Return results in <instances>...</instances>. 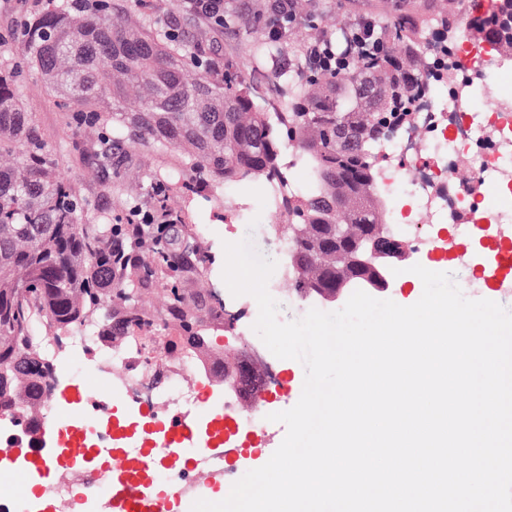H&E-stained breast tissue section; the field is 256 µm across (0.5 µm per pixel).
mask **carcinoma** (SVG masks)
I'll return each instance as SVG.
<instances>
[{"label":"carcinoma","mask_w":512,"mask_h":512,"mask_svg":"<svg viewBox=\"0 0 512 512\" xmlns=\"http://www.w3.org/2000/svg\"><path fill=\"white\" fill-rule=\"evenodd\" d=\"M457 13H442L417 28L408 18L375 22L377 51L354 61L349 79L321 70H285L291 97L277 108L257 104L242 73L224 67L217 77L190 81L186 64H204L172 34L112 23V4L96 0L69 9L45 0L41 16L22 34L25 56L0 68V152L16 154L17 166L0 168V415L18 425L43 416L53 369L33 346L34 327L60 337L89 325L110 340L172 325L200 354L224 308L208 305L187 288L188 275L203 271V242L185 215L169 205L185 182L211 191L230 183L283 177L285 155L309 169L317 189L285 197L275 211L288 237V261L296 268V295L325 300L355 290L376 291L388 264L351 257L367 239L389 236L383 204L373 189L378 143L415 121L418 100L448 85V41ZM512 58V0H496L493 13L474 27ZM36 71L69 100L68 129L99 130L88 152L112 192V170L127 148L158 156L173 152L144 175L155 224L136 236L127 220L137 199L112 214L84 218V203L63 179L42 133L17 90L18 73ZM135 87L141 108L119 103ZM180 228L158 233L155 225ZM163 295L162 313L143 307Z\"/></svg>","instance_id":"cac0c4a2"}]
</instances>
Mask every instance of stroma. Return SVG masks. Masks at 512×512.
Instances as JSON below:
<instances>
[{"mask_svg":"<svg viewBox=\"0 0 512 512\" xmlns=\"http://www.w3.org/2000/svg\"><path fill=\"white\" fill-rule=\"evenodd\" d=\"M297 3L300 16L310 17L311 22L289 28L276 61L280 67L295 63L307 42L316 34L332 32L336 25L354 21L361 14L382 19L405 13L424 20L449 6V0H297ZM112 4V17L116 21L144 27L154 26L160 21L167 23L194 49L206 53L211 59L240 66L248 86L260 99L272 104L287 96V86L274 80L272 69L256 65L253 61V47L266 36L267 0H230L237 23L224 28L186 12L182 0H145L140 6L134 0H112ZM43 7V0H0V66L12 67L22 58L24 45L14 33L27 20L38 15ZM18 90L28 110L33 112L50 152L57 157L62 177L89 202L92 212L118 208L125 196L147 202L142 176L159 166L157 155L137 147L129 149V158L119 174L121 193L117 196L107 193L92 162L72 148L73 141L63 126L64 98L30 70L21 73ZM186 208L190 224L211 226L213 234L207 247L216 263L225 261V239L238 242L247 237L251 238L261 255L281 261V237L271 229L272 217H261L247 224L235 222L234 205L221 191L212 192L207 201H187ZM228 224L233 227L229 235L224 232Z\"/></svg>","mask_w":512,"mask_h":512,"instance_id":"stroma-1","label":"stroma"}]
</instances>
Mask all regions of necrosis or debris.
<instances>
[{"label":"necrosis or debris","mask_w":512,"mask_h":512,"mask_svg":"<svg viewBox=\"0 0 512 512\" xmlns=\"http://www.w3.org/2000/svg\"><path fill=\"white\" fill-rule=\"evenodd\" d=\"M450 73L451 91L427 97L420 106L426 135L409 129L378 146L382 161L374 189L390 230L408 242L413 263L420 265L434 257L472 262L476 242L493 252L512 245V94H499L489 109L478 95L487 79L512 74V62L489 42L465 40ZM462 160L471 171L464 184L454 179ZM34 347L55 364L47 414L50 445L61 458L44 496L0 490V512H112L113 487L135 479L174 487L189 507L230 478L225 462L236 453L239 436L262 440L271 435L267 416L283 387L279 371L266 372L264 402L244 409L232 378L212 383L190 348L171 357L161 386L135 336L103 349L91 330L81 327L68 343L38 336ZM92 378L102 380L103 391L89 387ZM116 400L124 408L120 418L112 410ZM159 412L190 415L192 437L203 453L188 464L144 472L136 463L137 450L147 435L163 443L155 418ZM75 446L114 447L124 454L108 468L89 457L73 465L63 453Z\"/></svg>","instance_id":"1"}]
</instances>
